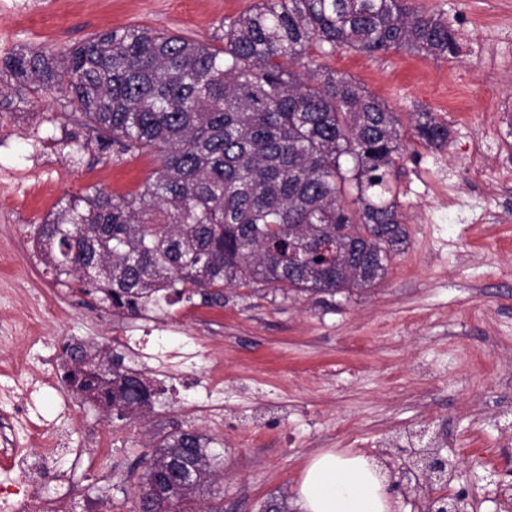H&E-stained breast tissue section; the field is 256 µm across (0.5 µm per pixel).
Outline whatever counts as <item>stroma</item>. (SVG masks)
I'll return each mask as SVG.
<instances>
[{
  "label": "stroma",
  "mask_w": 512,
  "mask_h": 512,
  "mask_svg": "<svg viewBox=\"0 0 512 512\" xmlns=\"http://www.w3.org/2000/svg\"><path fill=\"white\" fill-rule=\"evenodd\" d=\"M258 0H0V60L25 47L57 53L84 38L130 25L211 41L222 24ZM447 20L470 51L444 59L404 50L350 49L312 59L351 76L397 113L403 150L397 205L408 232L386 277L365 290L309 295L275 288H228L220 307L200 299L150 305L141 316L173 344L194 339L192 371L168 379L147 371L153 409L123 419L73 392L63 379L62 340L111 345L130 316L96 298L54 295L24 224L52 219L62 201L99 187L136 192L160 166L148 152L99 150L79 115L53 93L0 103V319H18L35 299L65 308L42 342L0 345V389L29 373L52 374L35 394L33 421L70 408V446L81 467L59 463L46 494L68 491L71 512H132L159 432L192 428L224 459L196 494L224 512L295 505L303 470L324 449L353 450L391 471L437 445L456 460L454 490L476 512H512L495 497L512 483V136L492 98L512 99V0H411ZM448 125L446 147L422 145L411 115ZM106 435L109 452L89 443Z\"/></svg>",
  "instance_id": "stroma-1"
}]
</instances>
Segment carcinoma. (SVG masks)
Masks as SVG:
<instances>
[{"mask_svg":"<svg viewBox=\"0 0 512 512\" xmlns=\"http://www.w3.org/2000/svg\"><path fill=\"white\" fill-rule=\"evenodd\" d=\"M369 55L407 49L453 56L448 23L408 0H262L212 43L144 26L95 34L58 56L17 52L4 69L35 95L61 94L102 150L161 161L141 186L96 188L41 225L38 247L55 279L135 315L224 288L267 285L334 294L375 286L407 238L397 213L400 119L309 48ZM416 136L448 144V125L417 112ZM64 379L123 418L151 410L143 372L94 342L69 353ZM211 439L161 432L141 486L172 460L191 486L164 489L169 512H199L196 491L219 469Z\"/></svg>","mask_w":512,"mask_h":512,"instance_id":"carcinoma-1","label":"carcinoma"}]
</instances>
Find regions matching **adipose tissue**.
I'll list each match as a JSON object with an SVG mask.
<instances>
[{"mask_svg":"<svg viewBox=\"0 0 512 512\" xmlns=\"http://www.w3.org/2000/svg\"><path fill=\"white\" fill-rule=\"evenodd\" d=\"M301 512H391L379 464L355 451H323L306 466L298 491Z\"/></svg>","mask_w":512,"mask_h":512,"instance_id":"adipose-tissue-1","label":"adipose tissue"}]
</instances>
